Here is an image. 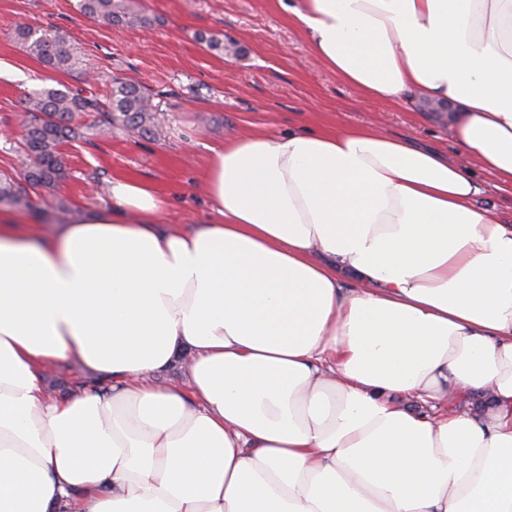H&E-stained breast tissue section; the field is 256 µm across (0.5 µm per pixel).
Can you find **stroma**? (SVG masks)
Listing matches in <instances>:
<instances>
[{"mask_svg":"<svg viewBox=\"0 0 512 512\" xmlns=\"http://www.w3.org/2000/svg\"><path fill=\"white\" fill-rule=\"evenodd\" d=\"M78 0H0V171L24 178L20 142L27 114L23 100L81 80L46 68L12 38L21 25L56 29L82 53L99 80L92 93L110 91L113 76L144 85L159 108L161 128L147 139L114 132L100 138L81 117L75 139L60 148L66 177L33 205L0 204L24 224L67 223L78 209H108L107 187L124 177L151 185L170 199L166 220L206 219L200 183L212 146L244 130L280 131L299 126L336 128L370 123L383 133L462 160L446 117L420 110L418 92L405 103L368 100L324 69L305 37L273 0H134L145 25H105L85 16ZM217 38L240 47L234 55L207 46ZM45 382L68 397L100 387L101 379L71 360L48 368Z\"/></svg>","mask_w":512,"mask_h":512,"instance_id":"stroma-1","label":"stroma"}]
</instances>
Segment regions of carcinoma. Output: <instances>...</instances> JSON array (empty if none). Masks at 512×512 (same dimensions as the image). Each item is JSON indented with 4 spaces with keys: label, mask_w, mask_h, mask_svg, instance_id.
<instances>
[{
    "label": "carcinoma",
    "mask_w": 512,
    "mask_h": 512,
    "mask_svg": "<svg viewBox=\"0 0 512 512\" xmlns=\"http://www.w3.org/2000/svg\"><path fill=\"white\" fill-rule=\"evenodd\" d=\"M80 12L107 25L134 23L136 15L127 11L125 0H78ZM14 39L43 65L67 74L87 78L86 64L76 48L58 31L39 32L29 26L14 31ZM26 111L33 114L25 134L28 172L25 182L8 174L0 175V203L28 202L24 183L53 191L62 178L59 147L76 135L77 117L96 112L101 115L91 128L99 136L119 129L141 137L154 136L157 116L151 98L140 84L122 77L112 79L110 96L103 103L70 88L44 89L25 101Z\"/></svg>",
    "instance_id": "carcinoma-1"
}]
</instances>
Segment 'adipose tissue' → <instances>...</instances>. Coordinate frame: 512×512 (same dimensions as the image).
<instances>
[{
	"label": "adipose tissue",
	"mask_w": 512,
	"mask_h": 512,
	"mask_svg": "<svg viewBox=\"0 0 512 512\" xmlns=\"http://www.w3.org/2000/svg\"><path fill=\"white\" fill-rule=\"evenodd\" d=\"M275 3L367 99L456 104L512 190V0ZM202 178L196 227L128 179L51 237L0 215V512H512V224L471 168L299 127ZM73 358L109 388L49 395Z\"/></svg>",
	"instance_id": "adipose-tissue-1"
}]
</instances>
